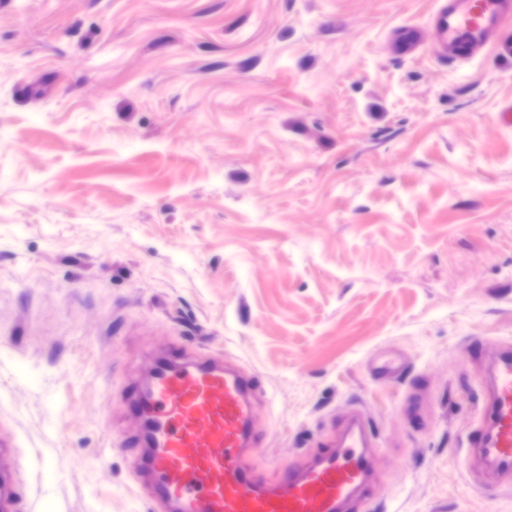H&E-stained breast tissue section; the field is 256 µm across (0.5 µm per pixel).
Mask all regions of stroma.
Returning a JSON list of instances; mask_svg holds the SVG:
<instances>
[{"label": "stroma", "mask_w": 512, "mask_h": 512, "mask_svg": "<svg viewBox=\"0 0 512 512\" xmlns=\"http://www.w3.org/2000/svg\"><path fill=\"white\" fill-rule=\"evenodd\" d=\"M434 7L0 0L5 512H154L125 400L181 346L259 377L266 481L356 411L388 512H512L464 446L512 342V58L401 54Z\"/></svg>", "instance_id": "35a3bbf8"}]
</instances>
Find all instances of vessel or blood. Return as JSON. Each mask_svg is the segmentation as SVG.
<instances>
[{"instance_id":"vessel-or-blood-1","label":"vessel or blood","mask_w":512,"mask_h":512,"mask_svg":"<svg viewBox=\"0 0 512 512\" xmlns=\"http://www.w3.org/2000/svg\"><path fill=\"white\" fill-rule=\"evenodd\" d=\"M511 20L512 0H436L434 54L466 62L491 47L510 58ZM260 394L255 376L229 360L183 351L156 363L134 402L148 422L136 446L154 503L167 512H369L377 442L367 421L349 414L313 459L269 484L247 462ZM484 404L468 447L493 484L512 483L511 343L490 363Z\"/></svg>"}]
</instances>
